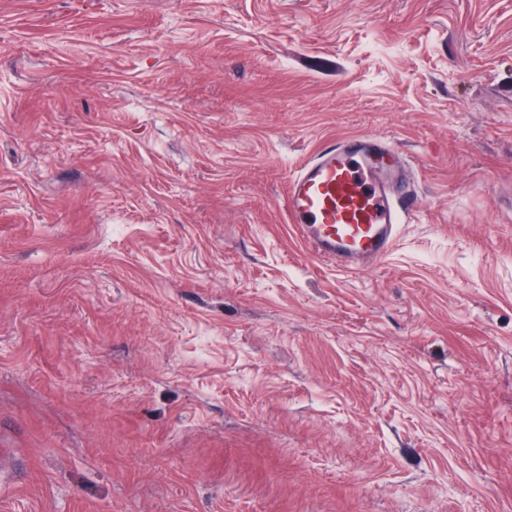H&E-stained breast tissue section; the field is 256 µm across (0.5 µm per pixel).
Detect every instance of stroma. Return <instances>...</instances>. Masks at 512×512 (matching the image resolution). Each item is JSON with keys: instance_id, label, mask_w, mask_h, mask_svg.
Segmentation results:
<instances>
[{"instance_id": "35a3bbf8", "label": "stroma", "mask_w": 512, "mask_h": 512, "mask_svg": "<svg viewBox=\"0 0 512 512\" xmlns=\"http://www.w3.org/2000/svg\"><path fill=\"white\" fill-rule=\"evenodd\" d=\"M388 137L416 216L287 220ZM512 0H0V512H512ZM391 142L354 135L327 144L288 180V221L316 257L344 272L386 258L414 206Z\"/></svg>"}]
</instances>
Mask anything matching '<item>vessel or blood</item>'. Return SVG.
<instances>
[{
  "mask_svg": "<svg viewBox=\"0 0 512 512\" xmlns=\"http://www.w3.org/2000/svg\"><path fill=\"white\" fill-rule=\"evenodd\" d=\"M414 199L391 142L354 135L327 144L288 181V221L316 257L358 272L397 245Z\"/></svg>",
  "mask_w": 512,
  "mask_h": 512,
  "instance_id": "b4317fda",
  "label": "vessel or blood"
}]
</instances>
